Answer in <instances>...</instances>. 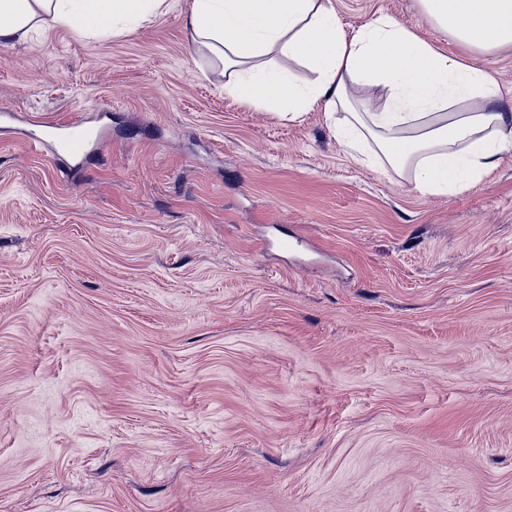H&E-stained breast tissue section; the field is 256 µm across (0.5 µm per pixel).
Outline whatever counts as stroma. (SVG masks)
Here are the masks:
<instances>
[{
    "label": "stroma",
    "instance_id": "1",
    "mask_svg": "<svg viewBox=\"0 0 512 512\" xmlns=\"http://www.w3.org/2000/svg\"><path fill=\"white\" fill-rule=\"evenodd\" d=\"M191 4L0 47V512H512V150L422 193L325 105L225 94ZM334 6L489 72L512 113V48L417 0ZM73 118L106 147L30 148Z\"/></svg>",
    "mask_w": 512,
    "mask_h": 512
}]
</instances>
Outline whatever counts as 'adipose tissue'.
I'll use <instances>...</instances> for the list:
<instances>
[{
  "label": "adipose tissue",
  "mask_w": 512,
  "mask_h": 512,
  "mask_svg": "<svg viewBox=\"0 0 512 512\" xmlns=\"http://www.w3.org/2000/svg\"><path fill=\"white\" fill-rule=\"evenodd\" d=\"M422 17L461 45L512 47V0H418ZM165 0H0V46L38 28L125 29ZM192 40L224 67V91L264 112L300 119L318 103L342 110L336 138L356 160L411 170L416 189L453 195L477 185L512 150V114L488 72L448 57L412 29L378 16L346 30L333 0H193ZM312 72L302 82L268 55ZM385 101L372 107V91Z\"/></svg>",
  "instance_id": "adipose-tissue-1"
}]
</instances>
